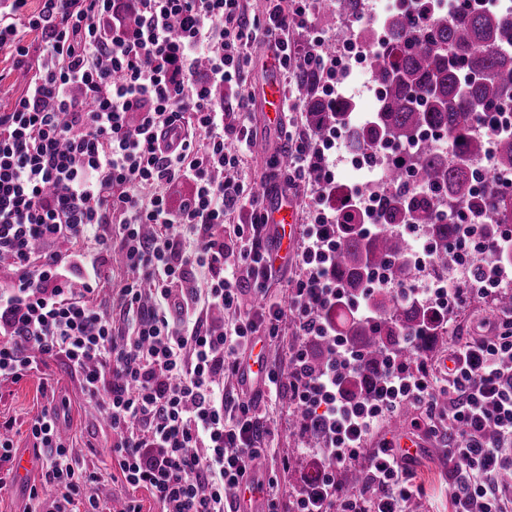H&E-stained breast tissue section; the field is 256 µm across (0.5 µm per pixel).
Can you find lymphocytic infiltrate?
Segmentation results:
<instances>
[{
	"mask_svg": "<svg viewBox=\"0 0 512 512\" xmlns=\"http://www.w3.org/2000/svg\"><path fill=\"white\" fill-rule=\"evenodd\" d=\"M9 0L0 8V52L24 77L0 108V384L62 361L88 404L106 414L112 462L124 484L143 489L161 512H229L227 493L264 483L278 512L277 477H260L268 437L257 411L280 391L279 373L247 378L242 360L258 340L293 325L291 398L322 428V462L301 512H406L419 498L413 460L390 443L362 452L365 437L405 401L423 408L414 427L448 423L452 512H512L499 475L512 460V321L452 351L453 369L417 357L413 369H380L363 407L343 397L340 368L361 357L319 316L339 291L323 264L336 247V213L322 209L295 253L288 302L269 294L265 197L244 160L253 145L245 105L251 49L271 44L284 78L307 73L321 100L336 102L329 75L333 34L306 49L294 29L317 28L321 0ZM40 34L37 43L26 33ZM224 89L232 103L215 98ZM291 164L270 161L269 191L335 182L336 139L282 125ZM190 184L179 203L171 189ZM255 303L242 309V283ZM110 286L102 301V286ZM222 312L227 325L211 322ZM330 343L322 368L303 369L307 338ZM240 390L225 394V377ZM60 411L44 406L28 428L42 459L44 498L30 486L25 512H101L88 468L58 432ZM361 463L367 480L336 493V474Z\"/></svg>",
	"mask_w": 512,
	"mask_h": 512,
	"instance_id": "1",
	"label": "lymphocytic infiltrate"
}]
</instances>
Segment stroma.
I'll use <instances>...</instances> for the list:
<instances>
[{
    "mask_svg": "<svg viewBox=\"0 0 512 512\" xmlns=\"http://www.w3.org/2000/svg\"><path fill=\"white\" fill-rule=\"evenodd\" d=\"M275 70L274 50L264 45L255 46L252 50L250 74L251 112L255 137L252 153L246 160L247 168L252 171L263 169L267 158L282 145L273 114L262 96V89ZM504 318V312L496 308L492 299H472L453 315V329L447 336L448 348H455L459 337L477 334L486 324L498 323ZM46 380L53 385L57 398H66L70 401V419L62 424L61 430L73 441L76 453L101 472L102 479L96 488L101 502L120 504L133 495L140 500L143 512H159V505L146 490L129 491L121 478L114 476L109 450L111 436L102 420L90 412L75 377L63 363L51 364L45 375H35L0 388V416H10L17 420L11 433L15 446L21 450L33 446L27 429L29 422L41 412L46 403L42 390V383ZM292 410L293 406L284 394L275 402L261 403L259 412L274 435V449L260 459L259 467L265 474L281 472L286 479L296 480L310 473L311 459L307 456L299 457V464L291 466L289 471L281 469L283 457L295 456L297 448L302 444L299 434L293 431ZM447 445L448 432L440 430L431 436L429 448L423 449L416 458V481L424 490L421 512H450L443 459V450Z\"/></svg>",
    "mask_w": 512,
    "mask_h": 512,
    "instance_id": "stroma-1",
    "label": "stroma"
}]
</instances>
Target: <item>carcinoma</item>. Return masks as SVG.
I'll list each match as a JSON object with an SVG mask.
<instances>
[{
	"mask_svg": "<svg viewBox=\"0 0 512 512\" xmlns=\"http://www.w3.org/2000/svg\"><path fill=\"white\" fill-rule=\"evenodd\" d=\"M357 0H334L320 13V22L335 29L336 39L347 37L349 29L336 24V18L355 13ZM422 19H410L397 11L387 15L384 27L389 34L385 47L371 56V75L380 90V105L368 144L357 131L351 143L367 151L378 141L398 147H415L409 163L426 190L404 186V167L387 164L383 220L386 227L366 234L362 225L347 216L338 226L336 254L331 271L344 295L353 298L365 288L373 272L383 268L389 280L398 285L414 278L408 262L412 246L408 239L390 228L392 224L423 225L437 256L448 260V241L455 238L448 212L466 209L486 217L485 233L496 240L512 230V193L496 188L482 196L469 189L471 163L484 151V141L472 134L482 116L497 110L505 99H512V9L499 10L473 6L455 15L436 8L434 0H417ZM346 102L326 106L320 99L308 103L306 121L324 134L345 125ZM430 129L447 137L451 149L445 151L433 139L420 137ZM495 166L512 171V133L501 134L495 145ZM374 317H352L336 335L361 350L363 369L343 382V394L350 401L368 396L369 386L379 380V366L391 361L401 367L414 363L412 348L403 337L415 336L422 351L430 355L444 343L442 328L430 319L421 304L401 303L395 292L379 289L370 295ZM310 368L319 369L327 357V347L317 338L306 340ZM363 482V470L344 471L337 484L353 489Z\"/></svg>",
	"mask_w": 512,
	"mask_h": 512,
	"instance_id": "cac0c4a2",
	"label": "carcinoma"
}]
</instances>
